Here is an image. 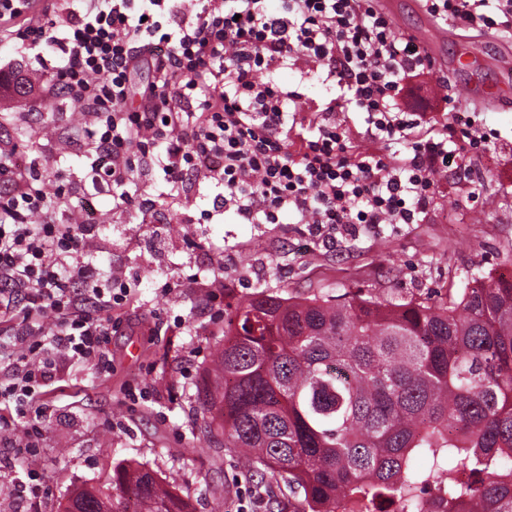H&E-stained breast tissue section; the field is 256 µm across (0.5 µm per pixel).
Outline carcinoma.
<instances>
[{
	"label": "carcinoma",
	"mask_w": 512,
	"mask_h": 512,
	"mask_svg": "<svg viewBox=\"0 0 512 512\" xmlns=\"http://www.w3.org/2000/svg\"><path fill=\"white\" fill-rule=\"evenodd\" d=\"M19 101L28 75L0 74ZM239 473L303 496L293 512H512V275L440 304L261 291L224 311L197 391ZM426 466H418V460ZM69 499L86 512H190L139 464Z\"/></svg>",
	"instance_id": "obj_1"
}]
</instances>
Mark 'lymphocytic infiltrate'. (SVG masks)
I'll list each match as a JSON object with an SVG mask.
<instances>
[{"label":"lymphocytic infiltrate","instance_id":"1","mask_svg":"<svg viewBox=\"0 0 512 512\" xmlns=\"http://www.w3.org/2000/svg\"><path fill=\"white\" fill-rule=\"evenodd\" d=\"M423 2L438 23L512 35V0ZM30 14L31 0H0V28L23 49L54 46L55 84L100 118L88 132L94 169L129 207L137 200L127 186L151 163L167 182L192 173L222 188L224 209L244 223L292 214L330 244L359 224L419 223L438 198L436 174L491 144L448 96L426 113L402 109L435 66L374 0H205L192 17L170 0H90L63 30ZM146 58L155 80L133 108L130 75ZM291 62L336 87L314 117L294 111L300 93L271 78ZM349 105L367 115L364 138L400 145L396 160L356 148L336 121ZM433 111L453 113V123L432 127ZM63 196L26 180L15 149L0 146V317L12 338L0 369V446L31 455L41 431L31 408L61 361L111 374L110 313L131 293L85 261L97 225L44 220Z\"/></svg>","mask_w":512,"mask_h":512}]
</instances>
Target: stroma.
<instances>
[{"label": "stroma", "mask_w": 512, "mask_h": 512, "mask_svg": "<svg viewBox=\"0 0 512 512\" xmlns=\"http://www.w3.org/2000/svg\"><path fill=\"white\" fill-rule=\"evenodd\" d=\"M480 57L478 67L458 70L460 53ZM512 54V39L490 31L449 29L439 54L448 93L474 108L498 134L491 149L465 159L464 169L439 174L443 193L418 224L358 225L319 244L296 216L279 224H244L232 212L213 209L216 188L207 182L165 183L160 170H137L131 193L152 203L150 223L137 210L115 207L112 188L93 172L94 143L84 135L96 120L81 114L67 92H55L56 56L42 60L0 41V71L23 67L44 92L55 93L57 111L41 109V98L21 104L0 96V131L34 129V140L18 152L27 175L64 186L70 198L94 204L99 236L90 252L104 275L127 283L131 296L117 314L112 335L114 371L95 376L82 365L65 367L37 405L43 431L36 460L45 478L40 512H61L77 486L106 482L117 464L134 461L156 471L187 495L196 512H267V501L235 475L234 456L223 437L203 436L208 418L195 394L224 342V306L263 290L283 297L313 294L344 299L360 292L381 298H413L432 304L459 295L472 277L512 268V73L498 64ZM273 79L298 90L299 111L336 91L304 66L277 69ZM503 86L495 104L482 102L488 88ZM224 265V285L205 297L212 263ZM145 392L132 402L130 392ZM20 454H0V512H28L14 481L26 468Z\"/></svg>", "instance_id": "stroma-1"}]
</instances>
